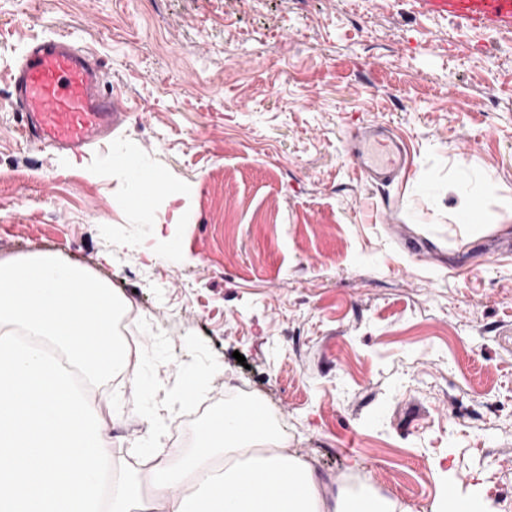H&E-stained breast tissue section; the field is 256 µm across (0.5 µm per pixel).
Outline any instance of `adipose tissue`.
Segmentation results:
<instances>
[{
	"instance_id": "1",
	"label": "adipose tissue",
	"mask_w": 512,
	"mask_h": 512,
	"mask_svg": "<svg viewBox=\"0 0 512 512\" xmlns=\"http://www.w3.org/2000/svg\"><path fill=\"white\" fill-rule=\"evenodd\" d=\"M123 297L50 253L0 262V512H409L370 489H331L300 457L257 453L266 415L213 417L185 456L149 469L133 490L112 455L99 406L84 393L121 367L114 337Z\"/></svg>"
}]
</instances>
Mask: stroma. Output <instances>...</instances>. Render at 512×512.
Here are the masks:
<instances>
[{
    "mask_svg": "<svg viewBox=\"0 0 512 512\" xmlns=\"http://www.w3.org/2000/svg\"><path fill=\"white\" fill-rule=\"evenodd\" d=\"M56 33L99 57L127 116L84 157L36 148L0 82V261L51 252L146 316L124 382L87 389L141 494L155 403L214 363L210 414L166 415V453L240 385L328 485L505 512L512 218L454 210L512 198V28L412 0H0V72ZM372 121L407 145L388 186L347 152ZM119 156L165 181L150 209L128 206Z\"/></svg>",
    "mask_w": 512,
    "mask_h": 512,
    "instance_id": "obj_1",
    "label": "stroma"
}]
</instances>
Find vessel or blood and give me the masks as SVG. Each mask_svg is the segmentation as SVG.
<instances>
[{
    "label": "vessel or blood",
    "instance_id": "obj_1",
    "mask_svg": "<svg viewBox=\"0 0 512 512\" xmlns=\"http://www.w3.org/2000/svg\"><path fill=\"white\" fill-rule=\"evenodd\" d=\"M421 12L457 17L475 26H512V0H416ZM9 95L28 143L81 154L111 138L126 112L105 92L103 71L93 55L70 36L30 43L11 72ZM351 155L360 177L392 183L405 165L401 139L366 126L350 134Z\"/></svg>",
    "mask_w": 512,
    "mask_h": 512
}]
</instances>
